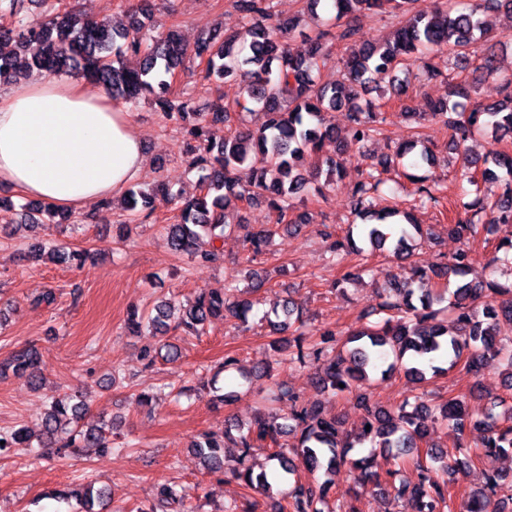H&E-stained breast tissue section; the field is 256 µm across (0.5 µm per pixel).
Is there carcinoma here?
<instances>
[{
    "mask_svg": "<svg viewBox=\"0 0 512 512\" xmlns=\"http://www.w3.org/2000/svg\"><path fill=\"white\" fill-rule=\"evenodd\" d=\"M326 2L327 19L323 28L303 35L307 50L292 53L283 36L297 28V19H272L271 0H232V6L245 20L243 32L222 36L212 33L188 47L177 30L168 29L147 43L145 31L154 27L152 0H138L129 13L128 25L118 31L105 20L80 18L61 7V0H38L45 18L27 20L15 29L0 28V81H18L34 75L56 76L76 72L99 85L112 98L136 102L150 97L162 116L180 125L186 139L185 152L191 155L190 167L199 174L200 195L176 207V223L166 227L170 248L190 261L207 264L219 255L217 243L234 231L224 222L227 206L263 199L278 214L277 224L296 230L306 223L305 214L293 205V195L305 188L325 198V186L342 178L349 159L341 147L324 156L311 172L304 174L303 157L322 150L324 141L338 138L336 128L326 122V114L339 108L348 110L347 135L363 146L382 134L384 104L359 103L358 88L387 83L391 88L407 89L409 84L397 73L410 75L421 63L427 77L439 76L427 59L448 53V66L468 75L448 83V99L429 101L427 111L417 113L421 120L438 121L450 130L453 150L461 156L460 180L478 186V179H493L501 192L488 205L480 190H461L454 202L455 216L448 223V234L468 240L488 224H512V156L489 152L479 159L468 154L467 143L475 135L490 133L496 140L512 138V72L495 67L493 47L487 45V27L482 16L504 12L512 20V0H468L458 7L455 0H444V8L432 14L414 10L417 0H307L310 7ZM357 12L389 14L398 18L390 37L373 42L358 36L349 18ZM274 20L270 26L269 20ZM342 43L345 53L337 61L342 77L323 83L317 73L320 63ZM27 57V68L17 70V56ZM200 66L205 82H239L240 94L264 109L261 127L252 129L234 123L228 105L215 112H204L190 98L171 94L175 71L186 60ZM496 74L502 99L477 104L478 76ZM227 127L224 139H213L211 126ZM412 157L414 165L432 167L436 155L423 145V133L415 131L412 140L399 146L380 162L359 167L350 188V204L357 215L366 210L379 187L399 175L403 160ZM416 184L413 206L439 202L444 186L435 178L411 177ZM175 196L165 184L150 193L129 191L123 208L129 220L142 224L152 218L162 204H172ZM399 210L393 203L383 207L372 224L357 226L359 238L373 250H385L407 263L406 276L382 289L381 302L372 314L377 319L351 332L341 343L333 333H323L319 342L304 346V322L296 316L297 304L284 300V319L267 320L270 331L297 333L294 344H278L274 352L290 364L316 366L315 385L323 393L342 395L356 392L365 415L353 439L344 436V422L323 412L318 403L306 402L287 389H279L263 399L266 404L288 400V423L280 425L264 416L242 432L234 424L219 431L199 434L190 448L211 475H228L245 487L267 494L273 512H355L347 503H329L331 476L349 463L359 471L358 479L373 488L392 493L393 498L415 500L417 512H442L450 499L447 480L442 475L459 472L465 462L448 456L444 448L428 443V421L441 419L463 440L467 431L483 425L477 447L488 453L512 452V403L502 413L488 411L477 423L466 411L462 399H451L437 407L438 414L425 404L424 395L405 399L387 409L370 403L368 394L357 391L371 377L398 371L407 382L418 385L430 372L453 368L463 353H468V371L479 376L482 366L496 359L506 369L504 382L512 389V281L503 284L501 276L512 277V238L495 248L489 262V278L482 282L466 280L471 269L469 252L459 249L449 260L425 267L412 260L420 225L404 217L409 226L398 234L385 225ZM275 231L265 224L245 237L247 258L253 262L266 254ZM320 234L332 240L331 252L340 265L360 249L351 235L334 239L336 229L328 225ZM28 257L57 263L82 261L83 254L64 242L34 245ZM490 289L502 297L496 308H479L478 301ZM254 302L235 294L198 292L192 303L183 305L173 297L161 300L154 312L137 308L128 314L127 324L138 336L183 332L205 336L217 321L243 319ZM145 366L160 357L175 363L181 348L169 341L146 345L141 351ZM12 370L36 387L42 382L40 356L36 348L25 346L0 363V372ZM116 429L114 420L89 415L87 394L81 390L66 400H55L46 407L40 433L19 427L0 431V456L17 448H96L100 453L112 449L108 431ZM390 453L394 458L413 456L418 467V482L412 486L395 482L396 472L385 475L368 470V458H350V453L365 443ZM240 449L237 465L226 468L224 449ZM57 497L73 498L78 512H103L109 498L107 488L86 486ZM512 504V481L501 474L486 476L484 486L460 506V512H507ZM138 512H196L185 506L184 496L171 483L155 487L152 503Z\"/></svg>",
    "mask_w": 512,
    "mask_h": 512,
    "instance_id": "obj_1",
    "label": "carcinoma"
}]
</instances>
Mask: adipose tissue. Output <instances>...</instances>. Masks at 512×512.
<instances>
[{
	"label": "adipose tissue",
	"instance_id": "obj_1",
	"mask_svg": "<svg viewBox=\"0 0 512 512\" xmlns=\"http://www.w3.org/2000/svg\"><path fill=\"white\" fill-rule=\"evenodd\" d=\"M146 162L126 106L85 80L0 91V188L70 210L120 195Z\"/></svg>",
	"mask_w": 512,
	"mask_h": 512
}]
</instances>
